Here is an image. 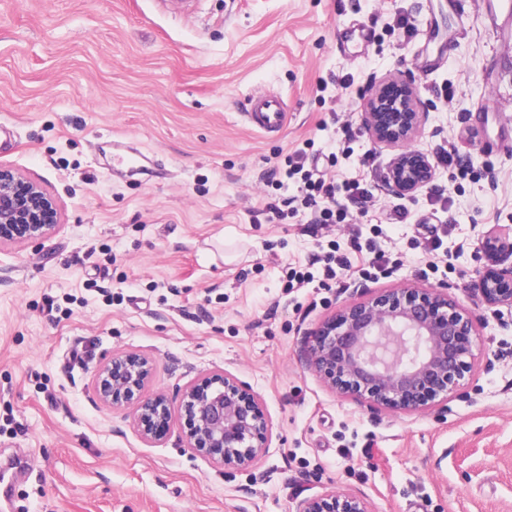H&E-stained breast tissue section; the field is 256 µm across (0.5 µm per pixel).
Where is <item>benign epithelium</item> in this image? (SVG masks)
I'll return each mask as SVG.
<instances>
[{
	"label": "benign epithelium",
	"mask_w": 512,
	"mask_h": 512,
	"mask_svg": "<svg viewBox=\"0 0 512 512\" xmlns=\"http://www.w3.org/2000/svg\"><path fill=\"white\" fill-rule=\"evenodd\" d=\"M418 89L393 111L373 85L362 112V124L374 144L397 148L388 163L381 191L411 196L436 176L432 158L412 146L421 123L415 111ZM57 223L56 204L35 182L0 166V241H28L45 236ZM486 252L505 266L487 270L476 290L493 313L512 314V237H486ZM475 328L470 317L441 289L401 288L365 302L343 304L317 332L311 364L332 388L364 396L391 409H419L445 401L470 372ZM151 363L137 354L112 357L97 374L98 396L113 407L135 405L140 436L157 438L167 424L166 397L141 400L138 394L151 375ZM189 423L188 447L218 464L246 467L263 455L269 424L258 402L226 375L192 385L182 395ZM299 512H370L356 496L335 490L305 499Z\"/></svg>",
	"instance_id": "obj_1"
}]
</instances>
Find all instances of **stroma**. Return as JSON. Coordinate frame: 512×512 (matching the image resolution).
<instances>
[{
  "label": "stroma",
  "instance_id": "1",
  "mask_svg": "<svg viewBox=\"0 0 512 512\" xmlns=\"http://www.w3.org/2000/svg\"><path fill=\"white\" fill-rule=\"evenodd\" d=\"M478 0H0V165L57 205L45 237L0 244V460L34 469L12 512H298L334 489L372 512H512V321L474 289L495 265L484 235L512 231V66ZM405 17L408 28L397 24ZM369 41L340 50L357 24ZM413 79V144L463 168L398 199L380 186L394 150L361 113L371 81ZM288 101L280 135L242 112ZM307 148L328 178L372 198L319 224L271 172ZM438 237V250L427 247ZM388 267L365 277L371 249ZM336 278L288 285L316 257ZM447 288L474 321V360L448 400L395 410L334 391L309 345L345 302ZM148 358L142 397L168 427L95 394L112 355ZM233 375L258 396L269 450L228 468L188 448L183 390Z\"/></svg>",
  "mask_w": 512,
  "mask_h": 512
}]
</instances>
